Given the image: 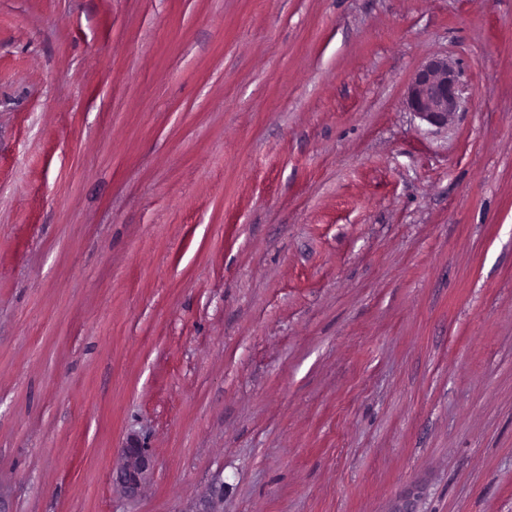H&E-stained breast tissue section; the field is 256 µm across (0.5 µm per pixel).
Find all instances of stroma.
<instances>
[{"label": "stroma", "mask_w": 512, "mask_h": 512, "mask_svg": "<svg viewBox=\"0 0 512 512\" xmlns=\"http://www.w3.org/2000/svg\"><path fill=\"white\" fill-rule=\"evenodd\" d=\"M402 500L512 512V0H0V512ZM457 65L448 56L423 61L406 88V103L417 117L437 128L448 127L462 104ZM126 450V466L121 474L120 486L127 496L133 495L142 483L143 470L150 467V458L145 448L130 444Z\"/></svg>", "instance_id": "stroma-1"}]
</instances>
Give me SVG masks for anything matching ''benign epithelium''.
<instances>
[{"mask_svg":"<svg viewBox=\"0 0 512 512\" xmlns=\"http://www.w3.org/2000/svg\"><path fill=\"white\" fill-rule=\"evenodd\" d=\"M462 85L457 65L446 56L423 61L406 88V103L417 117L438 128L448 127L462 104ZM150 466L146 449L131 444L126 448V466L120 486L131 496L142 483L144 468Z\"/></svg>","mask_w":512,"mask_h":512,"instance_id":"1","label":"benign epithelium"}]
</instances>
